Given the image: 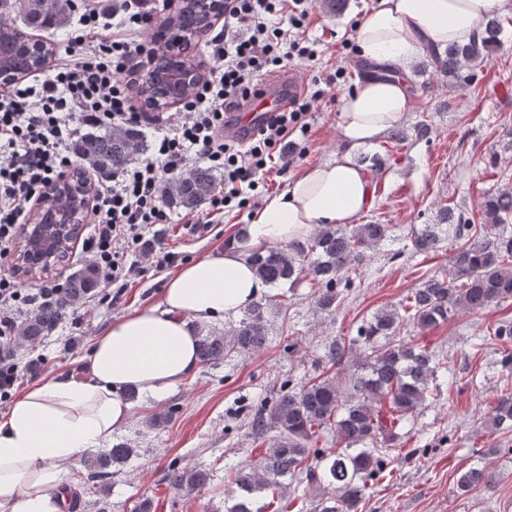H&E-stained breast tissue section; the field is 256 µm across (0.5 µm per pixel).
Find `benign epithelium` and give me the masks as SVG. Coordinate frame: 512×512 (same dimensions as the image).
Instances as JSON below:
<instances>
[{
    "label": "benign epithelium",
    "mask_w": 512,
    "mask_h": 512,
    "mask_svg": "<svg viewBox=\"0 0 512 512\" xmlns=\"http://www.w3.org/2000/svg\"><path fill=\"white\" fill-rule=\"evenodd\" d=\"M220 7L218 0H172L171 10L204 26L214 21ZM204 76L203 68L186 63L175 53V46L166 45L152 53L143 81L148 90L141 104L156 111L172 108L188 98ZM89 196V187L72 174L57 178L48 187L20 235L18 272L25 276L48 273L60 265V256L69 253L70 244L82 234Z\"/></svg>",
    "instance_id": "1"
}]
</instances>
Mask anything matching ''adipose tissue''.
I'll return each instance as SVG.
<instances>
[{"mask_svg":"<svg viewBox=\"0 0 512 512\" xmlns=\"http://www.w3.org/2000/svg\"><path fill=\"white\" fill-rule=\"evenodd\" d=\"M511 8L512 0H377L355 35L360 57L377 70L341 100L343 150L267 196L227 247L181 266L159 302L112 321L95 337L85 371L14 398L0 417V512H65L73 469L128 422L127 389L167 394L198 365L196 325L238 314L267 292L252 256L317 224L352 223L370 207L373 190L354 155L403 122L410 65L424 52L468 43L491 13Z\"/></svg>","mask_w":512,"mask_h":512,"instance_id":"obj_1","label":"adipose tissue"}]
</instances>
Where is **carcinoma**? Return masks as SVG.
I'll return each mask as SVG.
<instances>
[{"label":"carcinoma","mask_w":512,"mask_h":512,"mask_svg":"<svg viewBox=\"0 0 512 512\" xmlns=\"http://www.w3.org/2000/svg\"><path fill=\"white\" fill-rule=\"evenodd\" d=\"M73 12V0H0V68L29 74L43 67L40 56L15 50V32L24 27L49 31L65 24ZM501 20L489 19L482 37L465 46H452L433 54L437 71L450 78L468 65L485 61L499 45ZM165 39L183 38L188 44L201 41L208 29H188L166 17L160 23ZM70 149L102 181L127 165L143 151L142 133L133 126L101 131L88 129L71 141ZM216 188L211 169L197 167L181 178L168 195L175 209L196 210L206 204ZM481 207L486 223L471 224L458 216L449 224H424L410 237L412 249L428 253L438 247L443 235L457 238L472 233L480 237L466 242L450 258L447 275H434L412 292L401 308H383L356 330L350 343L335 340L317 366L328 376L306 384H280L275 396L262 401L249 416L253 434L271 436L269 446L257 461L227 469L234 495L227 512H253L254 497L265 491L283 493L282 478H292L308 487H328L314 512H362L368 482L384 475L391 463V447L398 428L431 396L429 382L438 363L425 348L392 347L380 343L409 321L431 329L459 312L478 313L512 299V191L488 194ZM387 224H321L314 234L285 247H273L253 256L256 274L272 288L294 283L305 276L314 288L317 307L331 313L348 296L354 264L369 258L368 252L388 237ZM99 270L86 264L71 273L56 298L30 313L21 326L20 340L34 345L53 335L70 309L98 292ZM270 300L251 305L230 330H199L198 357L203 365L216 363L234 353H256L267 343L266 308ZM364 348V359L353 372L340 374L348 354ZM497 428L512 427V393L503 395L490 411ZM331 431L336 448L318 447L319 437ZM133 449L123 443L94 456L89 463L95 473L107 474L114 463L124 462ZM164 480L178 491H193L210 480L208 470L169 465ZM493 476L485 469L471 468L458 478L462 490L488 484Z\"/></svg>","instance_id":"1"}]
</instances>
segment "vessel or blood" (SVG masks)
Segmentation results:
<instances>
[{
	"instance_id": "b4317fda",
	"label": "vessel or blood",
	"mask_w": 512,
	"mask_h": 512,
	"mask_svg": "<svg viewBox=\"0 0 512 512\" xmlns=\"http://www.w3.org/2000/svg\"><path fill=\"white\" fill-rule=\"evenodd\" d=\"M279 81L285 86L284 92H266L264 96L248 101L244 116L229 115L224 127L226 137L248 139L274 111L283 109L288 99L299 96L304 91L305 82L296 70H289L288 73L280 76Z\"/></svg>"
}]
</instances>
